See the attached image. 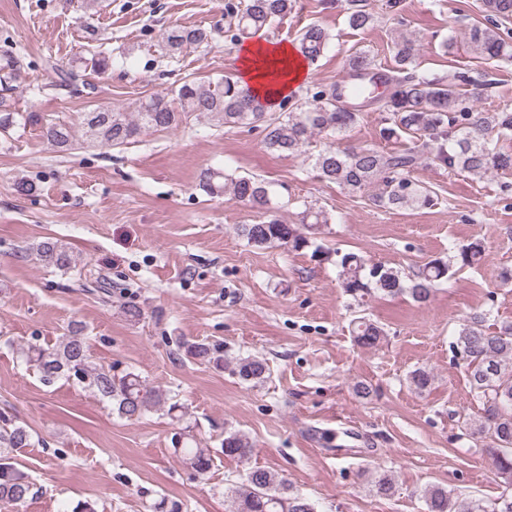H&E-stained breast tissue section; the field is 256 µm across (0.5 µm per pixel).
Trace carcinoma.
I'll return each instance as SVG.
<instances>
[{
    "instance_id": "1",
    "label": "carcinoma",
    "mask_w": 512,
    "mask_h": 512,
    "mask_svg": "<svg viewBox=\"0 0 512 512\" xmlns=\"http://www.w3.org/2000/svg\"><path fill=\"white\" fill-rule=\"evenodd\" d=\"M297 0H231L224 7L230 18L226 40L235 45L270 26L273 21L292 11ZM347 21L355 29H365L374 22V14L365 8V0H346ZM483 21L465 32L468 50L484 60H511L512 36L505 31L512 22V0H482ZM213 30L205 27H174L162 33L160 48L164 56L173 58L184 49L207 45ZM329 33L319 25L303 28L294 48L304 59L314 62L324 52ZM389 51L393 65L377 72L378 64L366 52H355L345 61V69L356 74H379L385 90L380 95H352L338 85L322 87L303 102L282 98L273 110L255 107L256 97L231 74L215 80L186 79L166 95H149L135 103L131 112L114 111L98 105L80 116L85 134L102 144L121 147L131 143L145 131L177 127L191 114H211L230 127L261 124L268 149L278 153H298L318 135L325 147L307 157L308 164L325 181L336 184L352 195L376 187L369 201L380 208L422 209L433 205L432 191L411 179L414 168L425 162L460 170L479 178L499 171L512 170V155L497 150L494 137L512 136V111L505 107L489 113L469 104L462 88L479 85L467 70L456 71L446 80H429L415 72L419 52L416 40L404 32L391 39ZM84 67L102 73L110 66V57L102 51L90 53L82 61ZM374 106L386 114L387 126L381 129L385 140L404 134L416 135L419 144L403 151H383L371 146L340 148L342 140L360 120L355 103ZM40 127L42 135L60 151L71 149L73 125L28 112L10 109L7 98H0V131L9 132L17 125ZM202 188L210 194L227 190L240 202L264 209L271 204L266 183L256 177H235L219 170H209L202 178ZM327 223L322 211L307 207L300 223L284 224L272 218L256 224L242 225V235L257 248L275 246L294 251L310 246L306 232ZM41 261L59 270L82 268L73 251L57 241H46L37 247ZM485 256L483 241L475 237L461 246L448 260L431 259L409 277L382 263H373L362 255L336 253L341 288L355 301L375 295L406 294L415 302L429 301L435 288L448 280L450 271L472 267ZM75 325L69 334L53 346L31 344L24 351L27 362L35 366L46 382L58 378L75 381L95 395L112 403V409L127 419L139 418L166 403L165 394L150 387L134 373L112 376V369L92 364L86 337L78 335ZM355 340L363 347H374L383 330L364 317L354 322ZM457 354L468 373L471 392L482 402L484 416L473 426L474 433L489 436V453L496 470L512 479V325L495 333L483 329L480 320L465 325L456 338ZM186 356L217 364L209 345L185 342ZM235 373L244 382L264 378L266 366L256 359L241 360ZM410 385L425 391L433 376L423 368L409 373ZM28 427L5 414H0V504L24 501L33 486L13 464L12 452L31 444ZM252 451L249 440L234 432L224 435L220 453L226 457L247 458ZM182 461L200 475L212 466V449L198 445L178 449ZM426 512H512V489L506 488L489 505L479 499L456 501L448 489L432 486L425 489ZM227 512H318L310 498L289 491L286 480L261 468L246 474L242 486L226 494Z\"/></svg>"
}]
</instances>
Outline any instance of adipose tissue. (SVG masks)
<instances>
[{
	"instance_id": "obj_1",
	"label": "adipose tissue",
	"mask_w": 512,
	"mask_h": 512,
	"mask_svg": "<svg viewBox=\"0 0 512 512\" xmlns=\"http://www.w3.org/2000/svg\"><path fill=\"white\" fill-rule=\"evenodd\" d=\"M242 85L266 103L294 94L307 80L305 61L286 44L256 40L240 51Z\"/></svg>"
}]
</instances>
